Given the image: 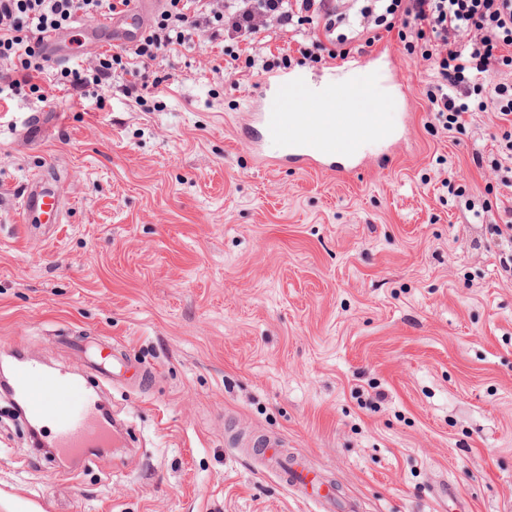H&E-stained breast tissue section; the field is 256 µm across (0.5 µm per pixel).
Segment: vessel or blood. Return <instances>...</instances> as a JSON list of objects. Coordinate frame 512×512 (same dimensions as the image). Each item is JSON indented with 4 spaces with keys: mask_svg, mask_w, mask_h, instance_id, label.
I'll list each match as a JSON object with an SVG mask.
<instances>
[{
    "mask_svg": "<svg viewBox=\"0 0 512 512\" xmlns=\"http://www.w3.org/2000/svg\"><path fill=\"white\" fill-rule=\"evenodd\" d=\"M163 3L132 0L126 12L102 17L93 27L47 31L42 38L43 53L51 65L59 66L76 60L86 45L104 41L117 48H132L147 30L148 14ZM411 96L394 52L380 44L369 53L329 65L319 81L295 70L263 77L259 92L250 99L242 137L259 158L266 144H277L279 156L268 160L272 167L333 176L355 173L372 160L385 168L408 134L409 120L404 117L392 123L388 113L377 111V100L382 97L398 106L410 103ZM57 211V199L50 189L27 184L22 198L24 217L47 223ZM130 374L146 383L153 380L155 370L134 365L124 347L113 346L105 357L101 378L123 380ZM13 376L14 391L30 416L38 421L56 420L50 447L80 455L114 443L116 427L100 416L94 394L76 381L44 370L32 358L20 359ZM250 444L269 458L275 475L288 489L316 505L318 512H334L333 493L321 491L306 467L282 459L276 438L261 435Z\"/></svg>",
    "mask_w": 512,
    "mask_h": 512,
    "instance_id": "vessel-or-blood-1",
    "label": "vessel or blood"
}]
</instances>
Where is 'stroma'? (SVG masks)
<instances>
[{
    "mask_svg": "<svg viewBox=\"0 0 512 512\" xmlns=\"http://www.w3.org/2000/svg\"><path fill=\"white\" fill-rule=\"evenodd\" d=\"M400 62L411 137L389 169L345 177L264 166L239 135L260 79L230 85L205 45L150 66L164 82L148 112L115 84L99 101L15 98L0 351L86 380L65 341L88 334L158 372L95 387L126 430L72 471L0 421V512H311L234 431L280 437L356 512L512 505V279L490 230L506 215L471 157L501 129L480 112L436 130ZM36 110L53 126L29 142ZM34 176L58 223L24 222Z\"/></svg>",
    "mask_w": 512,
    "mask_h": 512,
    "instance_id": "35a3bbf8",
    "label": "stroma"
}]
</instances>
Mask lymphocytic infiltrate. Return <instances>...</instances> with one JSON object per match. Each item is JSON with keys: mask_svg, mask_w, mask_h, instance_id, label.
<instances>
[{"mask_svg": "<svg viewBox=\"0 0 512 512\" xmlns=\"http://www.w3.org/2000/svg\"><path fill=\"white\" fill-rule=\"evenodd\" d=\"M130 0H0V112L22 90L98 97L113 73L137 105L158 95L151 62L207 38L225 56L227 77L326 65L365 52L382 33L396 32L426 78L428 109L447 131L468 114L489 112L507 122L495 149L475 152L512 196V0H165L131 50H104L87 68L50 70L41 36L73 23L120 13Z\"/></svg>", "mask_w": 512, "mask_h": 512, "instance_id": "lymphocytic-infiltrate-1", "label": "lymphocytic infiltrate"}]
</instances>
